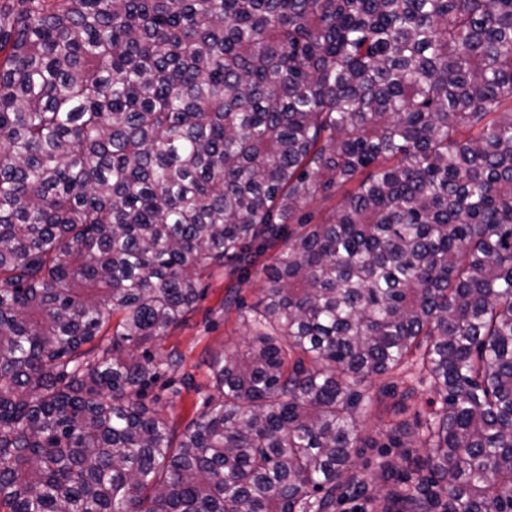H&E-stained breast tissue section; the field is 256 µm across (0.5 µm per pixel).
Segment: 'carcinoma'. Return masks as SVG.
Here are the masks:
<instances>
[{
  "label": "carcinoma",
  "mask_w": 512,
  "mask_h": 512,
  "mask_svg": "<svg viewBox=\"0 0 512 512\" xmlns=\"http://www.w3.org/2000/svg\"><path fill=\"white\" fill-rule=\"evenodd\" d=\"M215 273L250 339L179 430L149 349ZM412 363L420 466L372 478L363 385ZM349 490L512 512V0H0V512ZM413 385L415 386L414 408L401 416L402 419L409 420L411 425L416 421L415 413H418L421 419H424L434 409L435 404L432 405L431 403L438 401V397L429 380H425L422 383L414 381Z\"/></svg>",
  "instance_id": "carcinoma-1"
}]
</instances>
